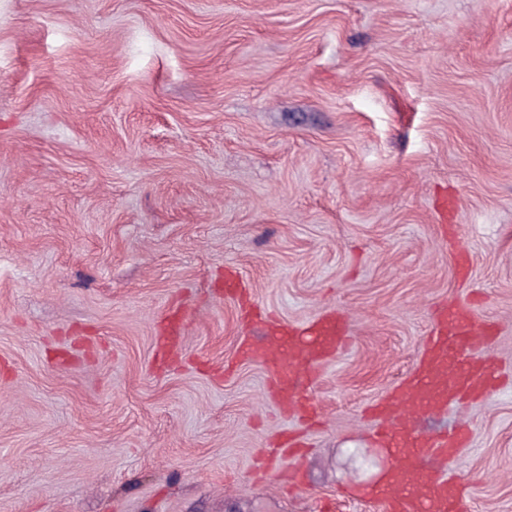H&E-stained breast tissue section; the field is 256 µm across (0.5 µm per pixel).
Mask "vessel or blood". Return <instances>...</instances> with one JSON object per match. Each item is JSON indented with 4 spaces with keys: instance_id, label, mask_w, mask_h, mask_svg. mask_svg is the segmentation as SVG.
I'll list each match as a JSON object with an SVG mask.
<instances>
[{
    "instance_id": "b4317fda",
    "label": "vessel or blood",
    "mask_w": 512,
    "mask_h": 512,
    "mask_svg": "<svg viewBox=\"0 0 512 512\" xmlns=\"http://www.w3.org/2000/svg\"><path fill=\"white\" fill-rule=\"evenodd\" d=\"M224 294L241 305L245 318L258 326L264 338L260 344H241L239 359L261 357L282 409H293L303 400L304 373L333 360L345 346L344 323L335 315H324L313 323L312 336L306 339L293 327L269 324L250 304L237 273L226 272ZM184 320L181 310L165 312L156 338L160 350L181 347ZM478 332L475 310L443 307L413 372L373 405V414L383 422L381 440L400 461L396 480L370 496L383 512H468V487L430 467L432 460L456 454L465 444V433L426 434L417 423L463 399L492 394L494 369L468 353Z\"/></svg>"
}]
</instances>
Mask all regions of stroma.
<instances>
[{
	"label": "stroma",
	"mask_w": 512,
	"mask_h": 512,
	"mask_svg": "<svg viewBox=\"0 0 512 512\" xmlns=\"http://www.w3.org/2000/svg\"><path fill=\"white\" fill-rule=\"evenodd\" d=\"M228 270L345 316L321 427L237 360ZM457 304L502 386L419 426L467 424L446 470L512 512V0H0V512H377L366 409ZM289 429L292 496L255 475ZM185 315L179 309H169L162 318L160 335L156 341L161 351H175L179 349L183 341Z\"/></svg>",
	"instance_id": "35a3bbf8"
}]
</instances>
